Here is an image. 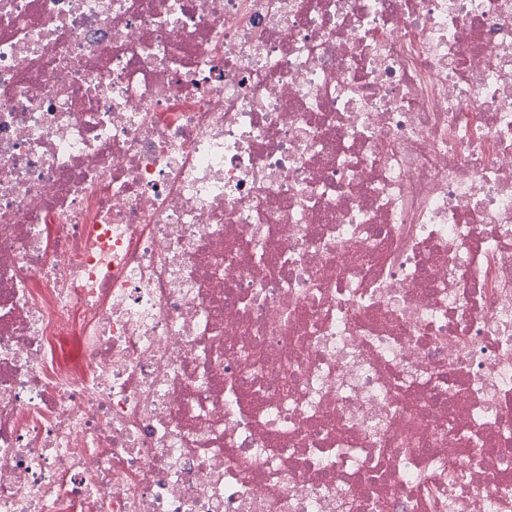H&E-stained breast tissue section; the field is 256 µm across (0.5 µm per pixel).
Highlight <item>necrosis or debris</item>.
<instances>
[{"label":"necrosis or debris","instance_id":"4bbe7bcc","mask_svg":"<svg viewBox=\"0 0 512 512\" xmlns=\"http://www.w3.org/2000/svg\"><path fill=\"white\" fill-rule=\"evenodd\" d=\"M0 512H512V0H0ZM57 351L61 359L70 366L77 369L83 366V352L77 334L64 337L58 344Z\"/></svg>","mask_w":512,"mask_h":512}]
</instances>
